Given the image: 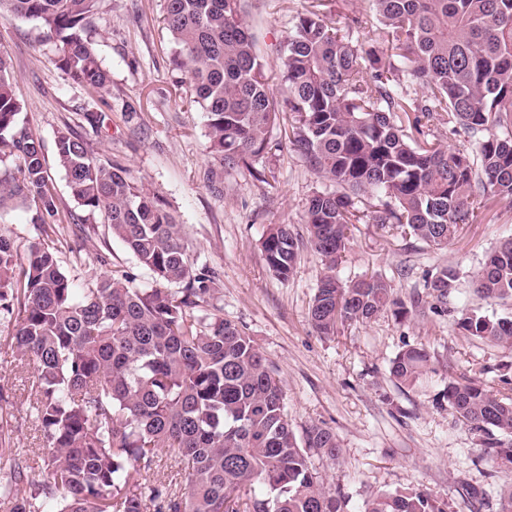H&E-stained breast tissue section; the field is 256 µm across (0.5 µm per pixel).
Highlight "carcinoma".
<instances>
[{
    "label": "carcinoma",
    "mask_w": 512,
    "mask_h": 512,
    "mask_svg": "<svg viewBox=\"0 0 512 512\" xmlns=\"http://www.w3.org/2000/svg\"><path fill=\"white\" fill-rule=\"evenodd\" d=\"M244 2L166 0L172 63L205 112L214 161L266 181L272 135L289 112L288 143L336 186L313 192L304 215L324 265L309 318L333 336L395 305L381 277L349 285L336 277L348 225L360 220L355 198L384 195L390 202L373 222L404 224L437 247L483 214L486 196L512 200V0H367L384 38L373 43L352 18L366 50L340 33L322 0H310L282 43L274 89ZM100 3L0 0L1 17L34 20L60 43L56 66L98 96L91 121L99 125L112 86L90 39ZM9 72L0 51V156L16 161L0 176V206L19 200L35 207L32 223L49 226L58 200L42 140L19 123ZM439 117L467 131L471 147L450 150L430 137ZM55 157L84 212L76 222L101 217L156 286L138 288L125 271L94 273L79 288L50 248L22 253L0 235V318L16 322V367L31 374L29 418L49 457L33 478L32 449L11 443V422L0 416V512H340L308 454L336 455L335 434L312 425L297 438L283 381L254 340L220 316L194 314L221 274L191 261L166 203L69 131L57 133ZM262 250L274 275L294 271L299 243L289 225H268ZM457 281L444 267L427 287L444 304ZM473 286L484 300L512 299V238L485 256ZM457 326L512 348L510 318L463 309ZM429 370L426 350L408 347L390 372L412 385ZM442 398L496 468L511 472L512 397L450 377ZM164 458L184 485L161 475ZM363 512H448V504L407 487Z\"/></svg>",
    "instance_id": "cac0c4a2"
}]
</instances>
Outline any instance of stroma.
<instances>
[{"mask_svg": "<svg viewBox=\"0 0 512 512\" xmlns=\"http://www.w3.org/2000/svg\"><path fill=\"white\" fill-rule=\"evenodd\" d=\"M307 4L246 0V21L269 74H276L279 48ZM163 15L164 0H102L92 40L112 77V110L101 128L89 121L100 107L97 97L57 68V47L43 41L39 23L0 18V50L12 60L11 82L24 104L20 124L42 138L49 155L57 131L80 136L95 155L121 164L167 203L194 262L221 272L218 292L200 304L199 315H223L252 337L285 384L295 432L318 424L335 433L338 456L316 453L312 462L344 512H361L366 500L407 487L447 502L448 512H471L466 490L472 485L487 493L481 512H498L500 490L512 476L494 472L477 436L437 397L452 375L478 377L497 390L501 374L512 377V349L465 336L455 323L465 307L512 317V302L482 300L473 288L486 253L512 237V203L488 197L486 219L466 225L438 249L400 225L372 223L367 212L386 198L362 197L357 207L365 217L349 227L336 276L346 284L383 277L407 314L389 310L367 323L344 324L334 336L318 335L308 311L323 265L304 212L312 193L327 184L289 149L273 162L267 181L243 168H226L208 182L213 160L205 114L170 68L173 44ZM48 168L60 200L55 233L33 224L29 209L8 206L0 209V234L23 251L34 242L54 247L62 269L73 277L97 253H109L110 271L136 273L138 287H151V272L112 238L103 221L74 225L71 215L79 207L65 173L53 162ZM271 224L290 225L299 241L296 269L285 279L269 271L261 247ZM446 266L456 269L459 286L442 307L427 283ZM13 333V324L0 320V386L14 394L9 412L15 443L35 448L40 439L27 416V376L13 362ZM407 344L426 349L433 367L411 386L390 374L392 359Z\"/></svg>", "mask_w": 512, "mask_h": 512, "instance_id": "35a3bbf8", "label": "stroma"}]
</instances>
